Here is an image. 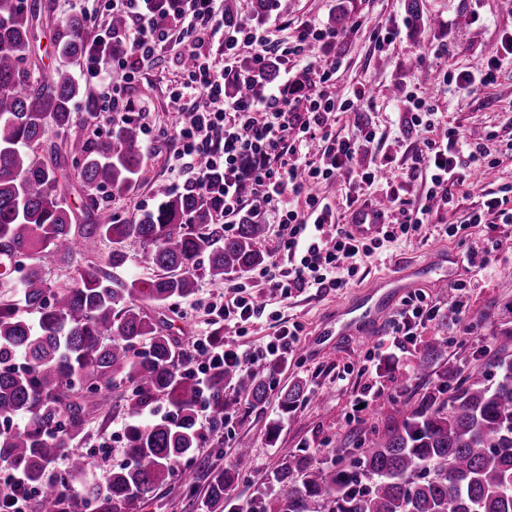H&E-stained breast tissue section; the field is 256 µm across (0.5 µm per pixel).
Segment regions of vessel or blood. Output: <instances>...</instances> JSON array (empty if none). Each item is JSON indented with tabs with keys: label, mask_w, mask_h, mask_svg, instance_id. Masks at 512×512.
Here are the masks:
<instances>
[{
	"label": "vessel or blood",
	"mask_w": 512,
	"mask_h": 512,
	"mask_svg": "<svg viewBox=\"0 0 512 512\" xmlns=\"http://www.w3.org/2000/svg\"><path fill=\"white\" fill-rule=\"evenodd\" d=\"M375 206H363L356 210L350 226L359 238H370L379 231ZM448 268L435 259H427L415 265L408 272L374 281L359 293L355 302L341 308L335 324L325 331L326 336H346L366 342L378 334L379 326L391 312L402 295L433 283L435 277L446 275Z\"/></svg>",
	"instance_id": "1"
}]
</instances>
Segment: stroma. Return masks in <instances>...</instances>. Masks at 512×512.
Masks as SVG:
<instances>
[{
	"label": "stroma",
	"mask_w": 512,
	"mask_h": 512,
	"mask_svg": "<svg viewBox=\"0 0 512 512\" xmlns=\"http://www.w3.org/2000/svg\"><path fill=\"white\" fill-rule=\"evenodd\" d=\"M345 10L352 14L349 27L316 51L313 64L295 63L290 77L317 80V66L334 61L340 65L333 88L337 99L363 92L360 120L378 128L381 138L358 151L354 169L380 165L383 180L398 190L400 198L408 200L413 208L423 204L424 177L408 175L411 155L422 142L421 132L411 127L407 114V94L414 91L432 97L441 121L459 128L469 141L484 144L492 155L498 156L495 177L490 181L480 173L467 177L463 185L454 188V204L441 212L439 225H424L419 234L408 240L385 244L381 260L365 263L348 287L308 288L287 298H274L263 281L251 280L253 294L266 303L267 309L250 324L245 335L233 336L223 318L208 311L209 304L238 283L235 275L219 287L200 279L194 297L175 303L173 309L148 307L151 317L166 321L168 334L177 339L184 352L191 351L195 339L218 331L234 337L244 351L272 335L279 325L298 323L304 331L292 361L270 376L265 404L254 407L236 401L232 389H225L233 423L225 429L223 439L204 442L201 455H208V468L200 467L201 455L187 456V464L198 469L194 488L176 481L161 486L141 504L139 512H200L199 502L212 467L238 472L239 479L229 493L244 503L253 497L275 462L298 449H307L314 461L325 467L336 461L352 463L367 433L400 423L404 406L418 404L423 394L443 377L460 376L485 364L494 351V337L512 330V224H481L470 228L463 237L451 238L442 231L443 225L465 223L488 192L512 186V156L504 152L506 143L512 141V60L503 61L492 84L470 92L443 82L439 76L443 64L459 70L472 69L497 48L502 34L512 30V0H421L422 18L418 21L407 13L406 0H292L288 14H270L264 25L272 41L285 42L303 23L335 30V20ZM75 12L74 0H51L50 11L36 34L33 57L48 68L67 65L79 78L83 75L82 63H64L54 47L60 23ZM389 28L396 32L394 42L379 46V37ZM181 51L178 45L164 47L153 63L132 79L125 70L111 71L113 84L125 88L132 113H144L146 122L168 131L179 121L170 88L179 77L177 58ZM112 125L111 113L100 112L91 118L79 106L72 126L50 129L44 145L62 150L76 137L103 139L110 134ZM175 149L169 135L145 146L137 181L127 192L107 201L114 216L121 220L139 218L172 194ZM494 244L500 247L496 268L482 271L463 265L427 287V294L439 307L438 316L427 324L417 341L406 344L397 354H385L387 367L380 377L364 371L368 344L347 338L319 339L322 323L336 305L374 280L397 274L407 265L435 254L451 257ZM462 281L471 282L468 293L456 291V284ZM465 324L471 326V335H461ZM437 337L447 340L445 351L433 363L428 378H416L414 366L418 357ZM296 382L303 384L304 397L292 411H282L278 395ZM381 393L388 395L392 403L378 415L367 405ZM129 424L119 408L111 415L95 417L87 425L79 446L97 465L101 462L100 443L111 442L117 453L110 461L119 463L124 459L120 449L126 444ZM242 439L252 444L251 454L245 459L237 455L236 444Z\"/></svg>",
	"instance_id": "35a3bbf8"
}]
</instances>
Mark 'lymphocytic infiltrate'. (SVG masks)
<instances>
[{
    "label": "lymphocytic infiltrate",
    "instance_id": "f902f5d3",
    "mask_svg": "<svg viewBox=\"0 0 512 512\" xmlns=\"http://www.w3.org/2000/svg\"><path fill=\"white\" fill-rule=\"evenodd\" d=\"M172 20L157 26L149 0H104L107 11L125 16L121 29L105 28L100 35L107 43L123 44L127 55L90 61L87 74L103 80L111 67H134L152 60L168 43H184L191 67L182 68V79L171 90L170 99L182 112V121L173 136L179 144L177 168L183 186L202 190L218 189L224 198L225 215H247L259 219L271 214L281 228L284 250L292 260L288 269L278 263L252 270V277L264 280L268 287L287 297L305 288H344L354 282L361 266L376 259L384 243L406 240L418 234L432 212L447 209L453 200V187L464 181L467 172L496 168L484 146L468 141L456 128L437 134V110L429 99L411 95L410 123L423 133L422 146L413 158L412 172H429L430 185L426 203L416 209L398 207L399 195L387 189L392 205L387 208L382 229L375 237L356 238L348 225L339 223L331 205L319 197L317 185L336 179L351 170V162L360 143H374L376 128L363 125L358 138L338 136L335 113L357 111V100L336 103L329 85L337 71L336 64L322 66L319 84L301 93L292 82H284L259 98L225 99L224 81L236 76L253 82L257 69L269 56L282 63L307 59L316 44L335 39L332 31L304 25L292 42L271 47L265 29L239 23L226 31L214 0H168ZM224 48L223 63H216L209 53L214 42ZM249 49L254 70L241 71L235 61L241 49ZM512 57V32L502 36L500 48L476 70H444V79L455 81L461 89H472L493 82L503 60ZM319 143L317 157H310L311 143ZM252 166L242 169L243 159ZM219 184H212V176ZM249 182V194H242V182ZM261 308L245 284H238L233 297L215 312L226 326L244 334L250 320ZM438 308L425 292L406 296L388 323L386 335L392 341H412L420 329L432 321ZM300 324L282 326L243 355L231 343L213 344L198 340L186 368L198 380H205L215 369L232 366L248 369L264 362L287 360L300 340Z\"/></svg>",
    "mask_w": 512,
    "mask_h": 512
}]
</instances>
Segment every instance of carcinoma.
<instances>
[{
  "mask_svg": "<svg viewBox=\"0 0 512 512\" xmlns=\"http://www.w3.org/2000/svg\"><path fill=\"white\" fill-rule=\"evenodd\" d=\"M290 0H254V16L285 15ZM49 11L45 0H0V255L13 259L37 253L40 261L22 276L24 307L0 305V467L20 472L35 499L36 512H135L159 486L177 479L188 487L195 472L175 463L203 438L196 417L201 390L208 393L210 432L224 430V387L256 407L266 402L270 366L217 372L203 388L182 370L176 341L137 305L165 307L192 298L198 279L222 284L232 273L261 266L257 248L265 225L250 222L222 237L207 231L222 213V200L185 189L167 197L138 219L119 221L100 195L126 191L142 169L139 129L112 127L109 137L71 140L66 152L37 154L48 128L69 127L73 106L94 115L97 91L63 69L34 73L28 64L35 27ZM58 55L96 59L119 51L91 37L87 20L74 14L54 37ZM279 73L272 57L258 82L224 83L230 96H257ZM81 159L78 178L87 206L96 211L82 225L84 251L108 243L105 265L77 261L73 212L62 193L69 179L65 154ZM139 246L151 275L121 280L126 245ZM68 264V281L52 289L43 276L47 262ZM445 348L437 339L419 357L415 371L429 373ZM123 392L129 428L124 459L102 480L83 482L91 465L74 446L89 421ZM304 390L280 392L284 411ZM439 387L407 410L402 422L371 432L356 469L324 468L307 454L276 463L272 480L279 495L261 491L239 504L227 489L231 473L213 472L204 494L206 512H512V334L495 342L484 367L469 370L454 393ZM173 410L142 419L160 400ZM26 419L22 428L13 427ZM67 452L69 478L53 474L57 456Z\"/></svg>",
  "mask_w": 512,
  "mask_h": 512,
  "instance_id": "obj_1",
  "label": "carcinoma"
}]
</instances>
